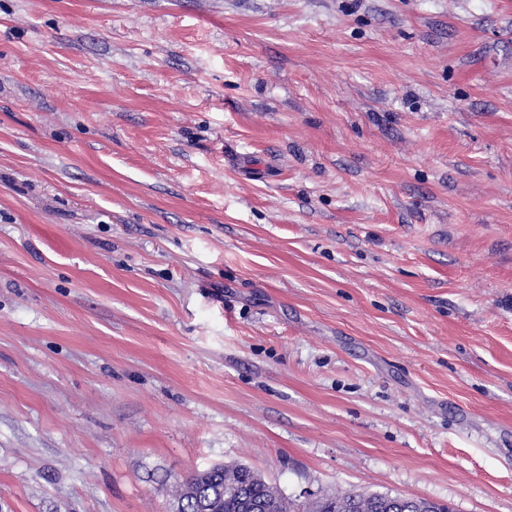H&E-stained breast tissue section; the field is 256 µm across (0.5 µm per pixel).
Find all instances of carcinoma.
I'll use <instances>...</instances> for the list:
<instances>
[{"instance_id": "carcinoma-1", "label": "carcinoma", "mask_w": 512, "mask_h": 512, "mask_svg": "<svg viewBox=\"0 0 512 512\" xmlns=\"http://www.w3.org/2000/svg\"><path fill=\"white\" fill-rule=\"evenodd\" d=\"M181 512H293V503L243 464L217 465L179 484ZM308 512H452L449 506L401 494L349 492L309 503Z\"/></svg>"}]
</instances>
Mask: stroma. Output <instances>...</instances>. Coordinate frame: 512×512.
<instances>
[{
	"mask_svg": "<svg viewBox=\"0 0 512 512\" xmlns=\"http://www.w3.org/2000/svg\"><path fill=\"white\" fill-rule=\"evenodd\" d=\"M512 512V0H0V512ZM180 512H292L293 503L243 464L216 465L179 484ZM309 512H452L449 506L401 494L349 492L312 500Z\"/></svg>",
	"mask_w": 512,
	"mask_h": 512,
	"instance_id": "obj_1",
	"label": "stroma"
}]
</instances>
